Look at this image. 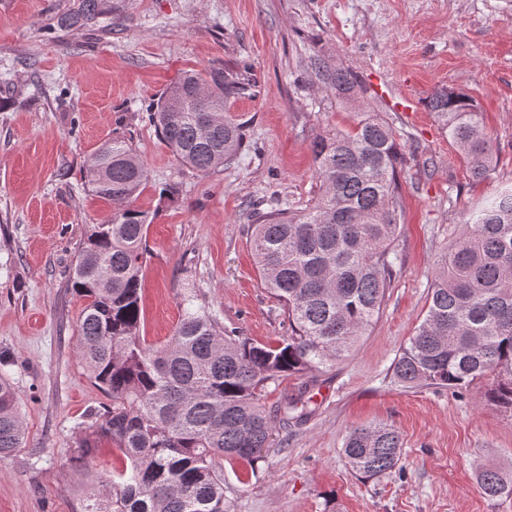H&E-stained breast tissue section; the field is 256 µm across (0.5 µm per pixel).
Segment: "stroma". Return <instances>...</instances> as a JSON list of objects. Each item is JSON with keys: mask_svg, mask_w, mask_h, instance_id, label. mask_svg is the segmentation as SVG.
<instances>
[{"mask_svg": "<svg viewBox=\"0 0 512 512\" xmlns=\"http://www.w3.org/2000/svg\"><path fill=\"white\" fill-rule=\"evenodd\" d=\"M76 0H0V357L19 395L26 445L0 459V512H84L97 476L118 465L104 441L72 462L80 425L111 400L76 353L85 301L71 288L75 254L112 211L87 187L86 163L105 141H131L149 215L142 334L173 335L187 292L226 329L275 345L288 334L256 269L255 203L300 210L319 193L316 136L350 130L358 108L337 105L315 78L322 56L351 69L410 159L401 179V271L348 358L266 385L273 409L308 388L306 423L282 434L256 467L224 464L231 512H512L488 498L479 473H512V415L485 398L487 379L461 392L405 388L391 366L428 307L442 253L468 216L512 185V0H112L91 30L48 26ZM248 65L255 95L233 102L250 147L224 168L180 163L147 106L187 69ZM463 90L484 114L494 169L473 181L427 101ZM387 424L403 459L379 479L358 477L342 452L348 432Z\"/></svg>", "mask_w": 512, "mask_h": 512, "instance_id": "35a3bbf8", "label": "stroma"}]
</instances>
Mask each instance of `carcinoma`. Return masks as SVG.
<instances>
[{
	"label": "carcinoma",
	"instance_id": "carcinoma-1",
	"mask_svg": "<svg viewBox=\"0 0 512 512\" xmlns=\"http://www.w3.org/2000/svg\"><path fill=\"white\" fill-rule=\"evenodd\" d=\"M112 0H78L54 30L92 28ZM317 79L347 104L367 90L352 71L314 60ZM255 94L248 68L213 64L184 72L148 105V120L182 164L209 172L245 146V124L227 103ZM427 107L448 131L473 179L493 170L482 112L465 93L438 87ZM319 196L290 213L271 207L252 224L256 267L282 304L288 336L271 346L224 333L216 314L192 294L169 341L146 344L140 289L146 260V214L131 206L147 179L144 162L124 139L105 141L86 170L90 191L112 202L75 256L71 287L86 299L76 352L89 378L111 399L105 414L82 425L73 460L112 441L122 465L91 490L84 512H230L224 460L254 466L279 428L311 414L303 396L269 412L266 384L304 376L347 358L372 326L396 278L400 175L408 159L392 124L369 111L351 131L311 143ZM469 232L445 253L427 313L393 364L407 387L454 392L494 375L488 401L512 414V187L468 219ZM26 447L18 394L0 373V457ZM403 442L390 425L350 431L343 452L352 470L377 478L395 469ZM490 498L512 495V479L479 475Z\"/></svg>",
	"mask_w": 512,
	"mask_h": 512
}]
</instances>
